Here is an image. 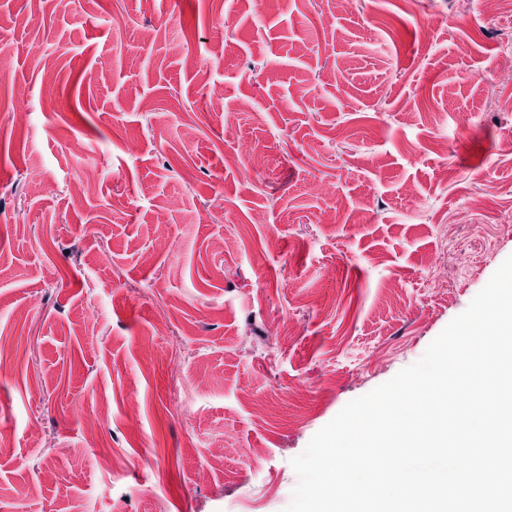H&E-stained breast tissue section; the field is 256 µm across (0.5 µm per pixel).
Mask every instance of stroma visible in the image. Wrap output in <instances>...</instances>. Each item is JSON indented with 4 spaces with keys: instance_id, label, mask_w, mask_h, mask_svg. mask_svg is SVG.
Returning <instances> with one entry per match:
<instances>
[{
    "instance_id": "1",
    "label": "stroma",
    "mask_w": 512,
    "mask_h": 512,
    "mask_svg": "<svg viewBox=\"0 0 512 512\" xmlns=\"http://www.w3.org/2000/svg\"><path fill=\"white\" fill-rule=\"evenodd\" d=\"M506 53L483 0H0V512H285L292 459L512 256ZM172 336L177 394L143 368ZM471 224H473L471 212L468 210H460L453 216L448 226L444 225L441 230L442 236L447 238L449 233L450 236L456 240L464 239L472 230Z\"/></svg>"
}]
</instances>
